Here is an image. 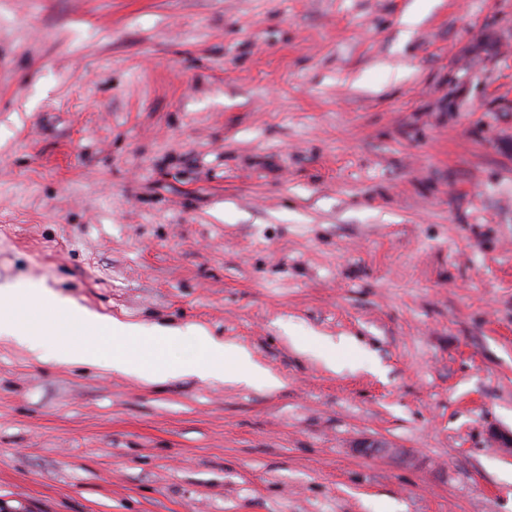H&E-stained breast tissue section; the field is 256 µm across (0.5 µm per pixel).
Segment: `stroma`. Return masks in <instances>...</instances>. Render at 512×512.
Listing matches in <instances>:
<instances>
[{
  "label": "stroma",
  "instance_id": "stroma-1",
  "mask_svg": "<svg viewBox=\"0 0 512 512\" xmlns=\"http://www.w3.org/2000/svg\"><path fill=\"white\" fill-rule=\"evenodd\" d=\"M26 282L282 385L0 341V512H512V0H0Z\"/></svg>",
  "mask_w": 512,
  "mask_h": 512
}]
</instances>
